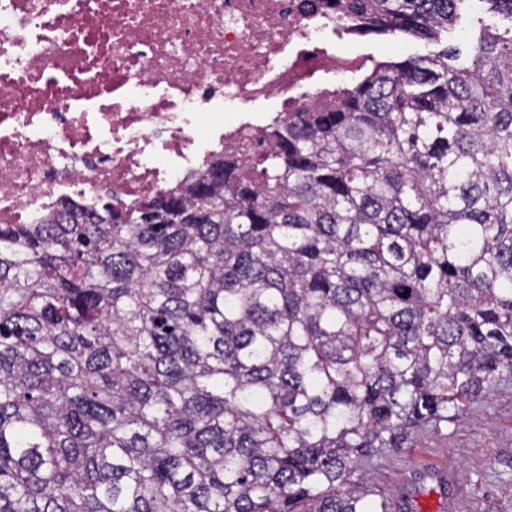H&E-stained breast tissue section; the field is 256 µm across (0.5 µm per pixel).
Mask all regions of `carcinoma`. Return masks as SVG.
Listing matches in <instances>:
<instances>
[{
	"label": "carcinoma",
	"instance_id": "obj_1",
	"mask_svg": "<svg viewBox=\"0 0 512 512\" xmlns=\"http://www.w3.org/2000/svg\"><path fill=\"white\" fill-rule=\"evenodd\" d=\"M131 207L0 224V512H390L369 472L512 379V0Z\"/></svg>",
	"mask_w": 512,
	"mask_h": 512
}]
</instances>
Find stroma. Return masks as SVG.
I'll return each instance as SVG.
<instances>
[{
	"label": "stroma",
	"mask_w": 512,
	"mask_h": 512,
	"mask_svg": "<svg viewBox=\"0 0 512 512\" xmlns=\"http://www.w3.org/2000/svg\"><path fill=\"white\" fill-rule=\"evenodd\" d=\"M423 42L400 34L364 39L365 70L387 60L428 53ZM391 504L418 512H512V383L500 385L462 417L441 429H414L370 473Z\"/></svg>",
	"instance_id": "35a3bbf8"
}]
</instances>
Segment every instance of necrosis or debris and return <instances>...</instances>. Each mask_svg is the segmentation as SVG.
I'll list each match as a JSON object with an SVG mask.
<instances>
[{"label":"necrosis or debris","instance_id":"obj_1","mask_svg":"<svg viewBox=\"0 0 512 512\" xmlns=\"http://www.w3.org/2000/svg\"><path fill=\"white\" fill-rule=\"evenodd\" d=\"M345 0H0V224L129 206L325 100L367 34Z\"/></svg>","mask_w":512,"mask_h":512}]
</instances>
